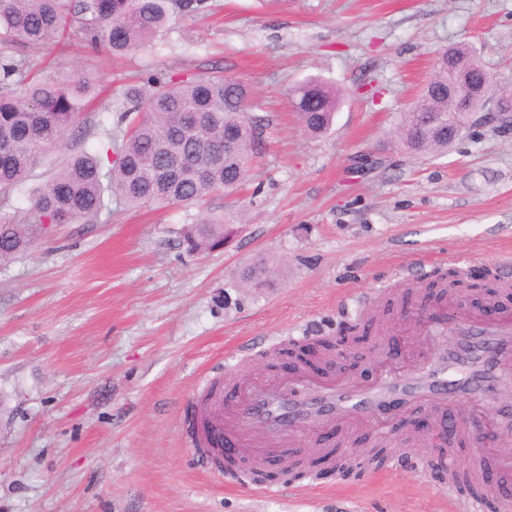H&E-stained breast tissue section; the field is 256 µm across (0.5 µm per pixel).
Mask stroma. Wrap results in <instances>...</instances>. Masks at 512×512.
Wrapping results in <instances>:
<instances>
[{
    "instance_id": "35a3bbf8",
    "label": "stroma",
    "mask_w": 512,
    "mask_h": 512,
    "mask_svg": "<svg viewBox=\"0 0 512 512\" xmlns=\"http://www.w3.org/2000/svg\"><path fill=\"white\" fill-rule=\"evenodd\" d=\"M457 45L512 89V0H210L121 57L77 38L23 48L33 69L93 78L88 147L128 84L220 68L249 86L265 149L242 190L114 203L0 262V512H451L447 477L403 448L404 413L292 442L379 446L382 466L292 478L271 466L265 483L198 458L186 416L203 372L273 379L265 354L283 339L347 335L355 297L387 309L400 337L436 272L512 282L496 263L512 252V127L472 128L444 156L395 143L397 117ZM309 77L342 94L319 134L289 98ZM229 210L246 221L224 248L185 251L192 218ZM255 264L265 286L242 277Z\"/></svg>"
}]
</instances>
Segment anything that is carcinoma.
I'll use <instances>...</instances> for the list:
<instances>
[{
  "mask_svg": "<svg viewBox=\"0 0 512 512\" xmlns=\"http://www.w3.org/2000/svg\"><path fill=\"white\" fill-rule=\"evenodd\" d=\"M199 14L208 0H0V43L36 47L59 42L72 30L97 50L105 45L120 55L143 45L163 31L170 11ZM470 75L479 83L488 76L474 57ZM448 53L442 52L433 76L409 109L400 116L399 146L416 156L445 155L456 137L448 135V119L459 127L471 112H485L493 101H512V92L487 81V98L475 97L456 105L448 100ZM94 90L90 78L63 79L31 74L23 56L0 54V191L27 189L43 158V150L84 138L82 116ZM291 103L308 130H326L340 104L339 91L309 78L293 87ZM249 87L235 77L214 71L208 76L178 80L151 76L123 92L125 105L117 127L107 133L95 152L66 157L42 186L27 189L30 215L19 222L0 224V260L29 249L32 227L45 221L71 224L98 218L106 209L105 196L115 195L129 209L162 205H195L214 192H233L247 178L253 158L261 153L260 125L247 117ZM185 112L198 113L200 128L188 137L182 128ZM237 133L224 144V133ZM238 216L203 217L184 230L183 245L191 253L224 246ZM473 288L466 273H452L440 285L442 295ZM334 341L319 340L288 351L290 356L315 351V361L329 355Z\"/></svg>",
  "mask_w": 512,
  "mask_h": 512,
  "instance_id": "cac0c4a2",
  "label": "carcinoma"
}]
</instances>
